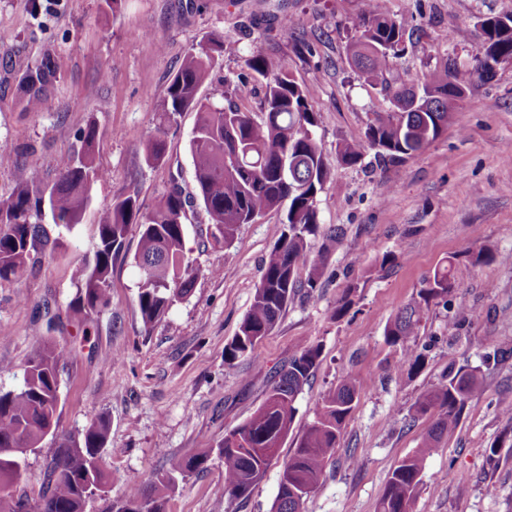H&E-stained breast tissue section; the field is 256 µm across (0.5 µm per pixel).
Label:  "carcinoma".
I'll return each mask as SVG.
<instances>
[{
	"label": "carcinoma",
	"instance_id": "obj_1",
	"mask_svg": "<svg viewBox=\"0 0 512 512\" xmlns=\"http://www.w3.org/2000/svg\"><path fill=\"white\" fill-rule=\"evenodd\" d=\"M512 15L486 17L480 22L479 64L460 68L446 61L442 70L420 83L394 78L390 59L404 50L407 19L386 10L365 13L355 26L348 52L364 81L380 89L390 103L375 113L364 132V143L346 144L338 153L341 163L361 162L364 147L390 163H401L437 139L455 117V101L473 85L489 76L492 64L512 60ZM227 45L211 37L192 50L165 88L159 108V123L146 139L145 161L161 163L166 154L164 129L177 123L186 111L196 113L189 139L196 194L185 196L174 185L164 192L156 208L141 214L138 198L128 195L113 204L97 225L93 259L78 267L80 280L72 301L73 311L82 316L83 334H89L92 316L109 302L112 268L122 257L127 228L141 227L135 263L142 272L137 307L145 326L160 321L175 302L189 296L197 270L185 251L186 208L199 201L217 243H234L240 225L250 224L267 212L286 208L284 231L271 250L247 315L224 347V363L254 358L256 348L275 329L295 297L311 294L318 286L321 268L344 231L340 227L321 229L318 198L330 175V163L315 135L317 113L311 105L312 92L299 86L284 64L263 54L246 61L255 78L264 82V119L235 104L216 103L224 98L223 86L215 85L206 97L199 89L209 76L215 60ZM57 80L53 59L44 57L21 79L25 109L39 112L50 86ZM97 132L88 126L79 132L77 153L59 161L55 177L43 180L21 165L10 151L0 149V165L12 164L17 186L0 200V279L21 274L36 263L50 240L42 211H49L52 224L67 229L79 223L90 200L94 182L102 172L94 164ZM464 254L475 263H512L511 254L490 250ZM313 264L308 278L298 271ZM453 260L426 277L416 296L385 328L393 346L417 339L421 324L431 307L448 304L458 288ZM428 345L405 346L406 362L395 369L419 371L425 363ZM71 351L46 342L27 362L23 383L16 390L0 391V482L14 479L18 448H38L48 429H56L59 408L58 367ZM321 350L302 347L288 363L273 371L266 397L244 423L224 433L217 451L224 462V494L232 500H246L264 477L272 457L268 448H279L288 438L295 419L297 396L319 366ZM476 370L467 366L450 368L443 380L424 392L412 406V419L428 416L432 424L420 448L401 460L392 470L378 512H411L421 481L423 461L439 440L456 430L465 407L481 390ZM358 388L342 383L319 404L316 420L302 434L285 463L273 512H302V505L316 488L336 448L346 418L350 415ZM109 425L100 419L83 432L59 442L45 472L46 491L37 512H86L89 486H111V474L103 460ZM212 450L187 459L171 460L168 470L149 485H134L122 497L111 501L108 512H139V501L151 499L153 512H166L168 493L178 480L206 468Z\"/></svg>",
	"mask_w": 512,
	"mask_h": 512
}]
</instances>
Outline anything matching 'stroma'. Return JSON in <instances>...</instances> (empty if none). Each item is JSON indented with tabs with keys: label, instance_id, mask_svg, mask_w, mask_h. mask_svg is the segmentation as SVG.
<instances>
[{
	"label": "stroma",
	"instance_id": "stroma-1",
	"mask_svg": "<svg viewBox=\"0 0 512 512\" xmlns=\"http://www.w3.org/2000/svg\"><path fill=\"white\" fill-rule=\"evenodd\" d=\"M378 1L391 13H412L413 33L391 68L420 80L449 57L473 66L480 18L512 15V0H117L111 7L105 0H0V148L19 152L20 163L50 179L59 160L78 148L77 133L91 125L103 172L64 249L0 279V390L21 385L26 361L44 341L69 347L72 356L59 373L58 431L75 435L98 418L108 420L103 456L112 496L150 484L173 458L216 447L225 430L262 404L273 370L314 345L319 367L297 398L288 438L250 497L225 496L224 464L214 455L203 473L177 483L167 512H271L284 461L322 398L345 381L360 391L303 512H377L391 471L432 424L427 417L410 420L409 411L451 363L477 369L482 389L427 457L412 512H512V424L500 411L512 401V358L496 366L485 361L495 346H512V264L475 263L460 254L466 246L512 253V162L505 160L512 154V61L457 101L454 123L406 162L390 165L368 150L361 164H342L339 149L360 142L387 107L348 57L355 23ZM214 36L228 49L200 95L223 83L225 103L261 116L264 88L245 65L256 52L287 64L295 82L312 91L315 137L331 163L319 196L320 224L345 230L312 297L287 307L256 358L231 366L224 346L250 308L283 230L282 211L241 225L227 248L213 244L203 209L189 208L186 251L200 273L192 294L152 327L143 325L136 305L135 224L126 257L112 270L110 303L90 335L70 307L73 271L91 258L96 226L113 203L134 194L149 212L174 182L194 194L187 143L195 113H182L169 130L160 164L146 163L143 138L187 54ZM47 55L58 79L42 110L26 111L19 79ZM387 253L396 256L390 270L381 266ZM449 258L459 287L422 324L418 339L431 344L425 366L396 374L403 352L386 342L384 330ZM213 267L220 275H210ZM454 315L466 321L452 340ZM54 449L48 438L27 456L13 488L23 512H34L45 490ZM462 475L469 483L464 491Z\"/></svg>",
	"mask_w": 512,
	"mask_h": 512
}]
</instances>
